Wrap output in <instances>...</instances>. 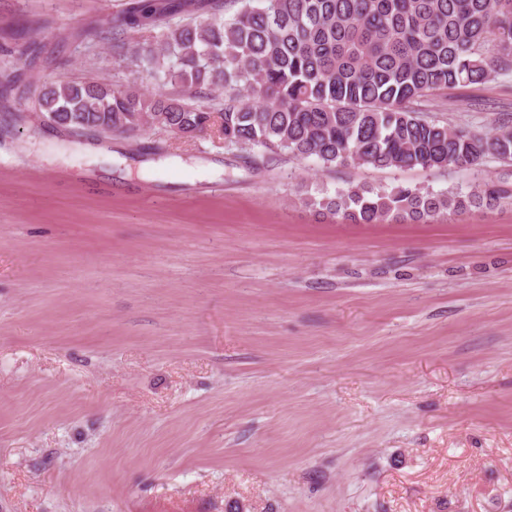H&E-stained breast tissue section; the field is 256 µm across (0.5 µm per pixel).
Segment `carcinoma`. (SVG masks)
<instances>
[{"label": "carcinoma", "mask_w": 512, "mask_h": 512, "mask_svg": "<svg viewBox=\"0 0 512 512\" xmlns=\"http://www.w3.org/2000/svg\"><path fill=\"white\" fill-rule=\"evenodd\" d=\"M130 0L123 31L160 32L135 66L182 88L43 81L29 109L66 128L134 136L161 128L194 140L213 126L224 148L425 170L512 163V128L479 132L429 121L421 103L459 85L512 74V0ZM512 201V188L446 193L350 186L307 204L354 224L425 223Z\"/></svg>", "instance_id": "carcinoma-1"}]
</instances>
